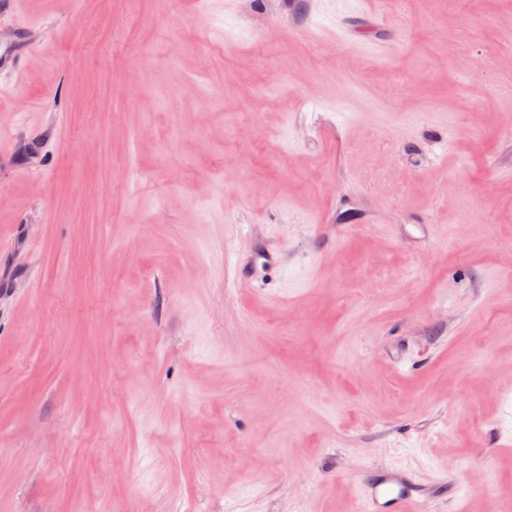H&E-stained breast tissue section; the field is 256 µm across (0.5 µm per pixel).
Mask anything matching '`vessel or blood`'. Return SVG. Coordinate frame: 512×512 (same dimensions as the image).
Listing matches in <instances>:
<instances>
[{
    "instance_id": "b4317fda",
    "label": "vessel or blood",
    "mask_w": 512,
    "mask_h": 512,
    "mask_svg": "<svg viewBox=\"0 0 512 512\" xmlns=\"http://www.w3.org/2000/svg\"><path fill=\"white\" fill-rule=\"evenodd\" d=\"M365 512H422L419 492L412 480L385 472L360 483Z\"/></svg>"
}]
</instances>
